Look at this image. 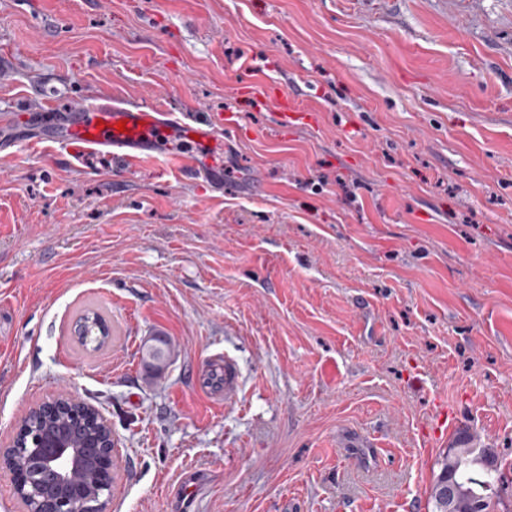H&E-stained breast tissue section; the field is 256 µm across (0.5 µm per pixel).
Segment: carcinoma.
Masks as SVG:
<instances>
[{
  "label": "carcinoma",
  "mask_w": 512,
  "mask_h": 512,
  "mask_svg": "<svg viewBox=\"0 0 512 512\" xmlns=\"http://www.w3.org/2000/svg\"><path fill=\"white\" fill-rule=\"evenodd\" d=\"M76 335L82 345L91 342L102 347L109 333L105 332L103 317L96 311L87 310L79 318ZM169 349L145 354L152 371L164 373ZM27 424L33 430L67 429L82 439L93 427L85 423L78 412L60 406L54 409L32 411ZM507 465L492 448H456L448 446L441 459L440 472L436 476L430 498L432 512H497L501 500L497 488L507 481Z\"/></svg>",
  "instance_id": "1"
}]
</instances>
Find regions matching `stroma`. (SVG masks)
<instances>
[{
  "label": "stroma",
  "instance_id": "obj_1",
  "mask_svg": "<svg viewBox=\"0 0 512 512\" xmlns=\"http://www.w3.org/2000/svg\"><path fill=\"white\" fill-rule=\"evenodd\" d=\"M90 96L219 141L131 168L0 129V440L95 405L110 512H175L186 475L207 512H431L437 396L512 463V0H0V113ZM105 328L107 329L103 317L96 311L87 310L79 318L76 335L83 346L95 342L97 343L95 348L98 349L105 344L109 336ZM102 330H104V335H102ZM240 386V375L235 361L221 353L206 358V371L199 375L197 390L214 402L222 401Z\"/></svg>",
  "mask_w": 512,
  "mask_h": 512
}]
</instances>
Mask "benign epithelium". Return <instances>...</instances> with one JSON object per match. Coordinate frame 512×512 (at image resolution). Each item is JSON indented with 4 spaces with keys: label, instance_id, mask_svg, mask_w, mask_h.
Listing matches in <instances>:
<instances>
[{
    "label": "benign epithelium",
    "instance_id": "1",
    "mask_svg": "<svg viewBox=\"0 0 512 512\" xmlns=\"http://www.w3.org/2000/svg\"><path fill=\"white\" fill-rule=\"evenodd\" d=\"M63 398L79 405L89 420L100 428L112 429L108 419L94 405L72 393L63 395ZM110 440L109 451L102 452L96 443L90 441L83 448L73 447L72 436L65 433L47 432L39 437L34 436L28 475L17 471L13 463L6 459L13 442H1L0 475H8L15 490L30 482L32 493L40 501L41 512H108V507L102 506L89 493L87 483L80 474L93 463L98 468L103 487L112 490L115 484L112 448L116 447V438L112 436Z\"/></svg>",
    "mask_w": 512,
    "mask_h": 512
}]
</instances>
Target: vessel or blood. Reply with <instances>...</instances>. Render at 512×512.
<instances>
[{
    "instance_id": "1",
    "label": "vessel or blood",
    "mask_w": 512,
    "mask_h": 512,
    "mask_svg": "<svg viewBox=\"0 0 512 512\" xmlns=\"http://www.w3.org/2000/svg\"><path fill=\"white\" fill-rule=\"evenodd\" d=\"M77 118L61 126L51 138V146L71 152L74 145H81L89 152L104 151L126 165L133 166L152 158L161 138L180 134L185 139H199L210 144L215 140L212 127L179 123L172 113L154 105L139 102L122 104L86 101L75 105ZM125 123L126 132H118V123ZM240 386V375L235 361L227 355L213 354L206 359V369L200 374L196 387L212 401H222ZM435 412L426 431L428 441L447 438L457 432L459 441H466L467 433L457 430L458 417L446 400L436 399Z\"/></svg>"
}]
</instances>
